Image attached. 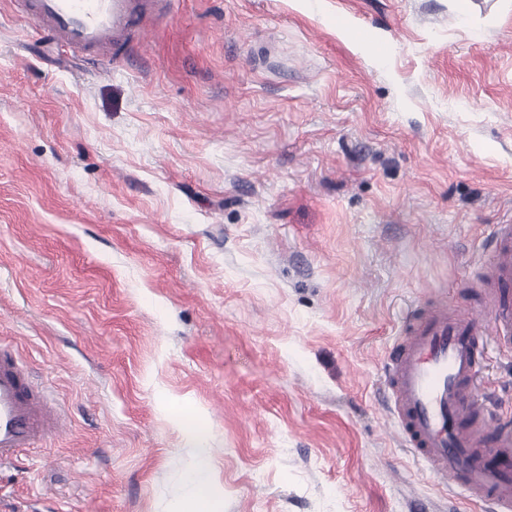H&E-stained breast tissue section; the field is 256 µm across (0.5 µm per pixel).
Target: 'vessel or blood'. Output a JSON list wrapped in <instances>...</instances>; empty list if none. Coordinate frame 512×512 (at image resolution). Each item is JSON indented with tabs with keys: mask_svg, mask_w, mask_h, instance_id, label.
Wrapping results in <instances>:
<instances>
[{
	"mask_svg": "<svg viewBox=\"0 0 512 512\" xmlns=\"http://www.w3.org/2000/svg\"><path fill=\"white\" fill-rule=\"evenodd\" d=\"M157 0H26L59 42L83 49L123 47ZM494 263L483 314L435 305L410 320L384 371L389 408L413 455L442 483L489 512H512V427L476 415L478 339L512 347V224L491 238ZM64 415L31 383L15 350L0 341V466L36 447Z\"/></svg>",
	"mask_w": 512,
	"mask_h": 512,
	"instance_id": "b4317fda",
	"label": "vessel or blood"
}]
</instances>
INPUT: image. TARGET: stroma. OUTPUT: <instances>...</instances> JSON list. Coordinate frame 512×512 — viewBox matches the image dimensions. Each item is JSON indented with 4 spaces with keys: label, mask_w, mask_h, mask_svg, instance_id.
I'll list each match as a JSON object with an SVG mask.
<instances>
[{
    "label": "stroma",
    "mask_w": 512,
    "mask_h": 512,
    "mask_svg": "<svg viewBox=\"0 0 512 512\" xmlns=\"http://www.w3.org/2000/svg\"><path fill=\"white\" fill-rule=\"evenodd\" d=\"M511 222L512 0H169L120 58L0 0V340L67 421L0 495L180 512L191 425L224 512H480L383 366Z\"/></svg>",
    "instance_id": "stroma-1"
}]
</instances>
